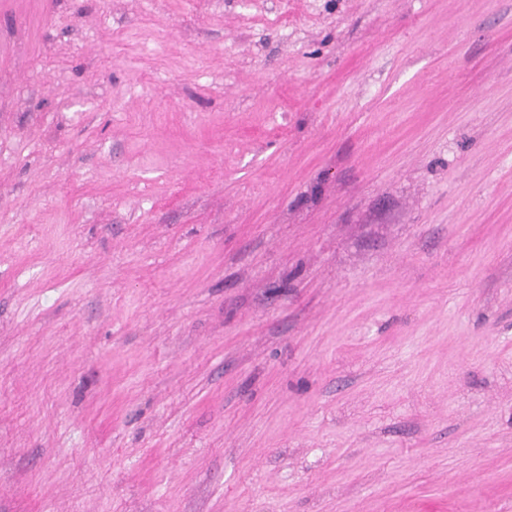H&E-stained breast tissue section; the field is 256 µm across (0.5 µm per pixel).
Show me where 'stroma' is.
Returning <instances> with one entry per match:
<instances>
[{
  "mask_svg": "<svg viewBox=\"0 0 512 512\" xmlns=\"http://www.w3.org/2000/svg\"><path fill=\"white\" fill-rule=\"evenodd\" d=\"M0 512H512V0H0Z\"/></svg>",
  "mask_w": 512,
  "mask_h": 512,
  "instance_id": "stroma-1",
  "label": "stroma"
}]
</instances>
